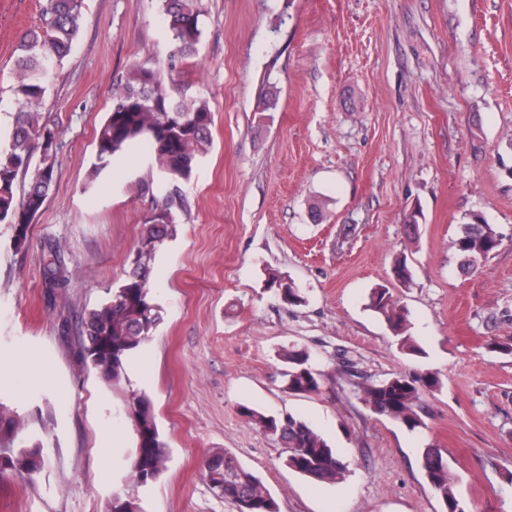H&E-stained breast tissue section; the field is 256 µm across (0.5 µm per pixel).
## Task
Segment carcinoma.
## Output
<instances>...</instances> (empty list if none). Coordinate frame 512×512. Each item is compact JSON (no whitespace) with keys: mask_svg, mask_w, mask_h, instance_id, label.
Masks as SVG:
<instances>
[{"mask_svg":"<svg viewBox=\"0 0 512 512\" xmlns=\"http://www.w3.org/2000/svg\"><path fill=\"white\" fill-rule=\"evenodd\" d=\"M167 34L172 46L168 68L195 54L203 36V0H162ZM84 0H44L41 23L23 31L16 61L13 94L18 105L12 129L0 145V223L13 229V244L22 247L30 224L42 210L54 180L57 164L56 134L41 105L48 91L51 71L70 52L81 35ZM213 115L202 97H173L164 84L162 72L152 64L130 67L120 82L112 86L109 112L95 141L94 161L87 188L94 187L100 174L115 157L140 143L147 144L153 164L168 181H189L198 157L206 151ZM32 174L27 189L18 192V177ZM177 224L173 201L156 202L142 224L126 278L105 301L88 310L81 320L80 352L102 381L117 391L135 434V448L129 469L134 485L147 487L166 469L167 445L153 413L150 397L133 387L129 363L148 342L163 320L162 308L151 288V267L172 237ZM502 243V234L472 214L460 225L454 247L460 269L469 274L478 262L493 255ZM267 288L288 305L304 302L295 283L275 274ZM368 307L380 315L400 338L401 349L409 355L423 354L421 346L407 334L409 311L380 286L369 295ZM288 369L285 388L293 394L319 391L321 373L312 365L311 353L290 350L284 355ZM430 372L408 377L396 375L362 389V401L373 413L400 423L413 431L423 425L419 415L421 395L438 386ZM242 413L264 433L287 449L286 466L311 480L336 483L344 479L348 465L328 442L306 421L291 414L266 415L249 407ZM25 420L17 410L0 401V449L11 450L10 471L24 480L42 467V443L25 444ZM422 468L432 490L443 501L446 512H456L461 500L442 452L427 446L422 450ZM211 488L222 486L220 496L234 504L237 512H278L274 497L260 479L235 457L217 454L207 465ZM112 512H142L138 497L120 487L112 496Z\"/></svg>","mask_w":512,"mask_h":512,"instance_id":"1","label":"carcinoma"}]
</instances>
